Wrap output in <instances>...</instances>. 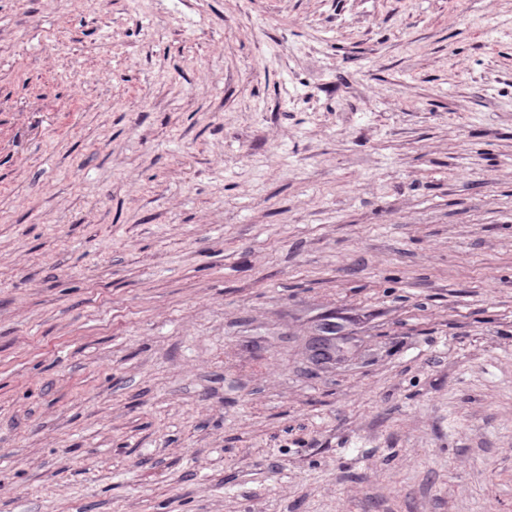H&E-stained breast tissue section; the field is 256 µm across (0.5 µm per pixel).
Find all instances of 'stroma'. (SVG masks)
I'll list each match as a JSON object with an SVG mask.
<instances>
[{
	"label": "stroma",
	"mask_w": 512,
	"mask_h": 512,
	"mask_svg": "<svg viewBox=\"0 0 512 512\" xmlns=\"http://www.w3.org/2000/svg\"><path fill=\"white\" fill-rule=\"evenodd\" d=\"M0 512H512V0H0Z\"/></svg>",
	"instance_id": "1"
}]
</instances>
